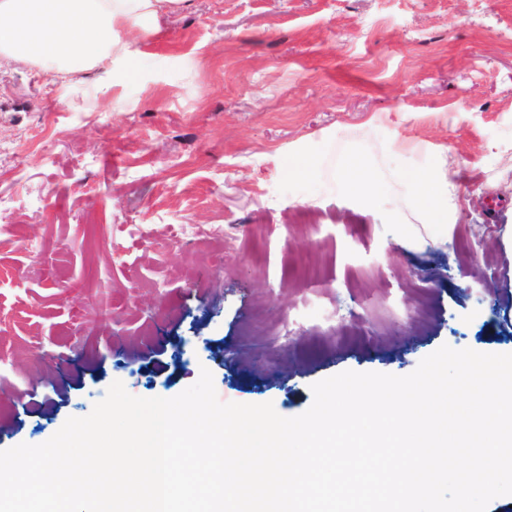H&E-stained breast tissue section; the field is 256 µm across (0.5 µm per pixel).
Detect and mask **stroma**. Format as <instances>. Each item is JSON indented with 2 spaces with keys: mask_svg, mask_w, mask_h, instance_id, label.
<instances>
[{
  "mask_svg": "<svg viewBox=\"0 0 512 512\" xmlns=\"http://www.w3.org/2000/svg\"><path fill=\"white\" fill-rule=\"evenodd\" d=\"M158 28L108 75L0 62V450L117 380L171 398L205 368L293 417L346 370L512 353V0H185ZM445 152L454 229L415 252L402 177ZM337 178L355 195L375 199L379 192V186L371 180L362 158L357 154L344 157L337 170Z\"/></svg>",
  "mask_w": 512,
  "mask_h": 512,
  "instance_id": "35a3bbf8",
  "label": "stroma"
}]
</instances>
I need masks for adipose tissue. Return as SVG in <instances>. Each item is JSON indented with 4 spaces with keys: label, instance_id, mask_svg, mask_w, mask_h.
<instances>
[{
    "label": "adipose tissue",
    "instance_id": "adipose-tissue-1",
    "mask_svg": "<svg viewBox=\"0 0 512 512\" xmlns=\"http://www.w3.org/2000/svg\"><path fill=\"white\" fill-rule=\"evenodd\" d=\"M182 0H0V56L43 65L62 81L89 70H109L114 59L133 61L121 28L151 33L159 16ZM455 162L439 163L404 177L405 196L420 213V224H400V243L413 248L447 243L453 227L448 211L455 205Z\"/></svg>",
    "mask_w": 512,
    "mask_h": 512
}]
</instances>
